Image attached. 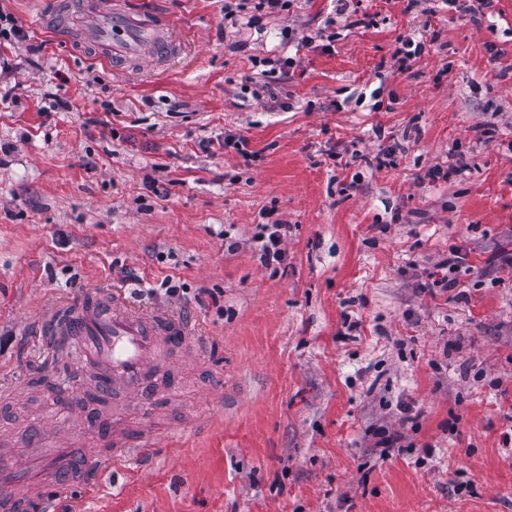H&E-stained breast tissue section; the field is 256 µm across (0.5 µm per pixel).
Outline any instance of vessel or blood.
<instances>
[{
	"label": "vessel or blood",
	"instance_id": "vessel-or-blood-1",
	"mask_svg": "<svg viewBox=\"0 0 512 512\" xmlns=\"http://www.w3.org/2000/svg\"><path fill=\"white\" fill-rule=\"evenodd\" d=\"M48 17L60 37L79 34L84 45L120 66L156 63L177 50L173 28L154 0H53ZM54 330L67 336L83 365L96 373L98 392L126 400L138 409L139 420L130 422L118 410L107 421L77 418L71 429L50 421L43 428L49 451L30 443L0 451V494L8 496L13 512L41 504L44 491H65L76 476L85 487L96 488L106 470L152 447L149 419L158 405L155 383L165 366L164 354L176 348L188 359L196 345L190 322L137 304L121 287L63 304L35 327L40 337ZM85 432L108 443V450L74 447L75 438Z\"/></svg>",
	"mask_w": 512,
	"mask_h": 512
}]
</instances>
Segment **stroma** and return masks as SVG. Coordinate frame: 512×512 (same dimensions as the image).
I'll list each match as a JSON object with an SVG mask.
<instances>
[{
    "label": "stroma",
    "instance_id": "obj_1",
    "mask_svg": "<svg viewBox=\"0 0 512 512\" xmlns=\"http://www.w3.org/2000/svg\"><path fill=\"white\" fill-rule=\"evenodd\" d=\"M352 4L251 27L157 0L183 49L116 69L42 0H0L24 32L0 43V448L63 418L34 382L52 307L122 285L201 338L170 353L157 447L46 512H512V0ZM402 36L424 43L404 72ZM287 56L260 89L253 59ZM266 224L287 227L275 268Z\"/></svg>",
    "mask_w": 512,
    "mask_h": 512
}]
</instances>
